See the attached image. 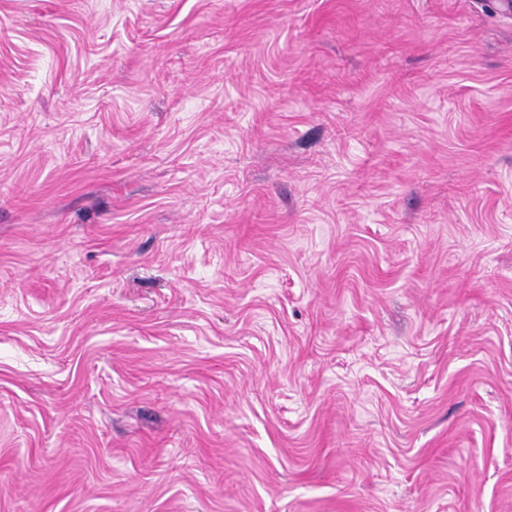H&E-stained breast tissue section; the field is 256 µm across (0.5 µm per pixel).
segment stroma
<instances>
[{
    "instance_id": "obj_1",
    "label": "stroma",
    "mask_w": 512,
    "mask_h": 512,
    "mask_svg": "<svg viewBox=\"0 0 512 512\" xmlns=\"http://www.w3.org/2000/svg\"><path fill=\"white\" fill-rule=\"evenodd\" d=\"M0 512H512V13L0 0Z\"/></svg>"
}]
</instances>
